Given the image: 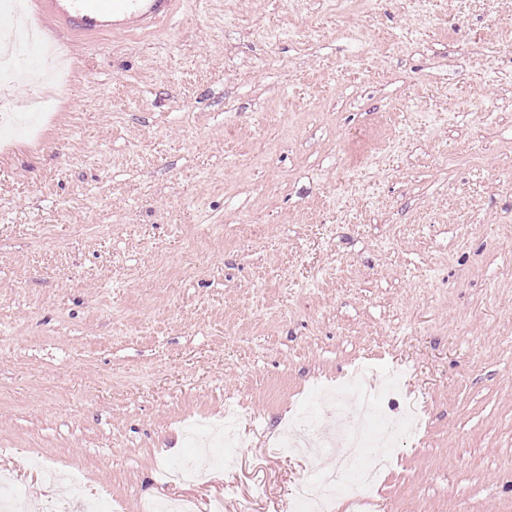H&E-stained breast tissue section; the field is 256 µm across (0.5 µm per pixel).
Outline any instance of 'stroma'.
I'll return each instance as SVG.
<instances>
[{
  "label": "stroma",
  "instance_id": "1",
  "mask_svg": "<svg viewBox=\"0 0 512 512\" xmlns=\"http://www.w3.org/2000/svg\"><path fill=\"white\" fill-rule=\"evenodd\" d=\"M0 128V467L288 512L361 361L415 407L370 512H512V0H178ZM469 57L467 68L455 61ZM241 405L243 452L209 461ZM200 462V483L168 484Z\"/></svg>",
  "mask_w": 512,
  "mask_h": 512
}]
</instances>
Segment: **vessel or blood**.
<instances>
[{"mask_svg": "<svg viewBox=\"0 0 512 512\" xmlns=\"http://www.w3.org/2000/svg\"><path fill=\"white\" fill-rule=\"evenodd\" d=\"M43 35L150 31L169 20L176 0H24Z\"/></svg>", "mask_w": 512, "mask_h": 512, "instance_id": "vessel-or-blood-1", "label": "vessel or blood"}]
</instances>
